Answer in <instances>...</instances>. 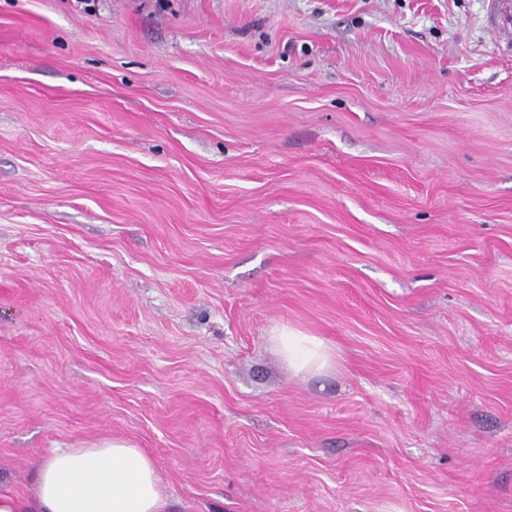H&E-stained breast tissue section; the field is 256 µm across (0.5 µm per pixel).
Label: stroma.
Here are the masks:
<instances>
[{"instance_id":"obj_1","label":"stroma","mask_w":512,"mask_h":512,"mask_svg":"<svg viewBox=\"0 0 512 512\" xmlns=\"http://www.w3.org/2000/svg\"><path fill=\"white\" fill-rule=\"evenodd\" d=\"M487 3L0 0V486L116 438L170 512H512ZM271 340L295 374H317L329 371L336 355L323 339L288 327L278 329Z\"/></svg>"}]
</instances>
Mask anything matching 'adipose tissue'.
I'll use <instances>...</instances> for the list:
<instances>
[{
  "label": "adipose tissue",
  "mask_w": 512,
  "mask_h": 512,
  "mask_svg": "<svg viewBox=\"0 0 512 512\" xmlns=\"http://www.w3.org/2000/svg\"><path fill=\"white\" fill-rule=\"evenodd\" d=\"M272 342L294 373H322L335 364L331 346L298 330L280 328ZM36 472L35 497L0 489V512H167L152 458L126 441L56 449Z\"/></svg>",
  "instance_id": "1"
}]
</instances>
